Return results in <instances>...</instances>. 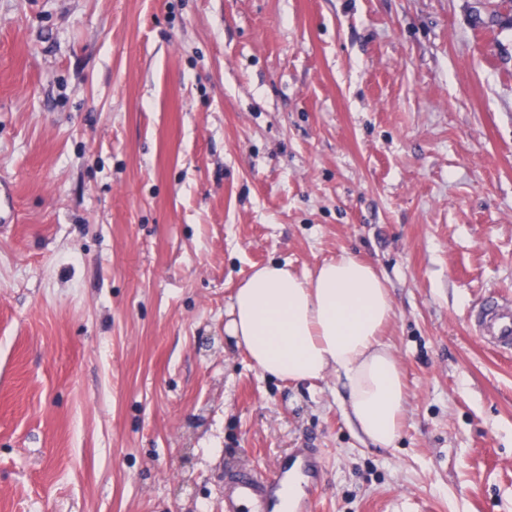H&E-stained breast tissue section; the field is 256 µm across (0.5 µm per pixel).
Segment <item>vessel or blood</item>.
<instances>
[{"label":"vessel or blood","instance_id":"vessel-or-blood-1","mask_svg":"<svg viewBox=\"0 0 512 512\" xmlns=\"http://www.w3.org/2000/svg\"><path fill=\"white\" fill-rule=\"evenodd\" d=\"M476 329L495 349L512 354V299L491 296L474 319ZM322 471L320 458L311 448H295L266 474L250 470L224 475V512H273L284 483L302 478L305 493L296 497L290 512H311L312 497Z\"/></svg>","mask_w":512,"mask_h":512}]
</instances>
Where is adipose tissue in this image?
<instances>
[{
    "instance_id": "obj_1",
    "label": "adipose tissue",
    "mask_w": 512,
    "mask_h": 512,
    "mask_svg": "<svg viewBox=\"0 0 512 512\" xmlns=\"http://www.w3.org/2000/svg\"><path fill=\"white\" fill-rule=\"evenodd\" d=\"M393 315L374 266L342 253L306 276L278 262L253 270L232 297L225 331L262 374L291 381L336 376L347 390L349 421L388 448L407 410L399 361L382 339Z\"/></svg>"
}]
</instances>
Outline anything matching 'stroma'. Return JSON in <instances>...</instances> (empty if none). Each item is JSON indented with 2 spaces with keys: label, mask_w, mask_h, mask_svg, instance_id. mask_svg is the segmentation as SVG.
Masks as SVG:
<instances>
[{
  "label": "stroma",
  "mask_w": 512,
  "mask_h": 512,
  "mask_svg": "<svg viewBox=\"0 0 512 512\" xmlns=\"http://www.w3.org/2000/svg\"><path fill=\"white\" fill-rule=\"evenodd\" d=\"M478 0H0V512H224L319 449L314 512H512V30ZM390 290L392 447L226 336L253 266ZM476 329L495 349L512 354V299L491 296L474 319Z\"/></svg>",
  "instance_id": "1"
}]
</instances>
